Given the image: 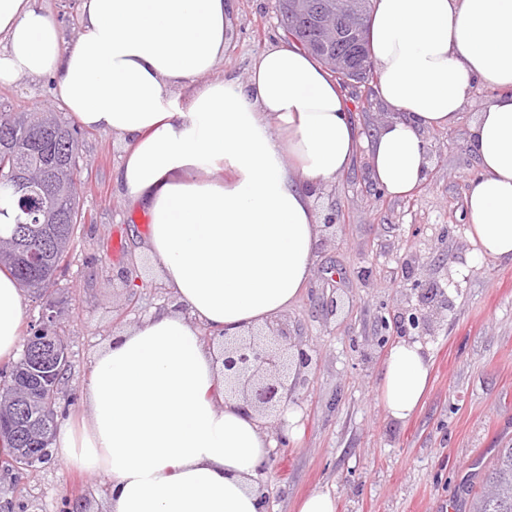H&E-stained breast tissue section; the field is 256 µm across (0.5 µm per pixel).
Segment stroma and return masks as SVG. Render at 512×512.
<instances>
[{
  "instance_id": "stroma-1",
  "label": "stroma",
  "mask_w": 512,
  "mask_h": 512,
  "mask_svg": "<svg viewBox=\"0 0 512 512\" xmlns=\"http://www.w3.org/2000/svg\"><path fill=\"white\" fill-rule=\"evenodd\" d=\"M278 0H233L224 58L213 75L247 83L256 59L284 42ZM377 79L346 90L350 118L364 145L351 166L314 192L317 213L335 208V228L320 233L311 276L284 317L312 356L296 393L302 436L276 451L259 480L268 512H297L315 489L328 491L338 512H468L471 487L498 449L512 446V262L481 260L468 236L465 196L480 172L469 130L495 92L473 82L458 117L425 130L429 169L407 196L387 195L372 179L366 147L394 112L380 98ZM0 105L16 112L52 110L72 116L50 78L0 86ZM78 148L86 161L78 175L85 216L82 243L53 286L67 304L56 318L73 378L57 409L65 426L86 414L82 390L95 357L108 340L174 296L145 251V211L128 205L115 180L125 142L81 128ZM419 268L407 266L409 255ZM131 271L126 286L121 271ZM448 296L447 312L418 342L431 360L423 404L408 422H392L379 402L392 317L415 283ZM336 301L335 311L326 302ZM109 479L68 467L60 458L12 477L0 469V505L13 512H104Z\"/></svg>"
}]
</instances>
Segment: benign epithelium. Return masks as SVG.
Segmentation results:
<instances>
[{
    "label": "benign epithelium",
    "mask_w": 512,
    "mask_h": 512,
    "mask_svg": "<svg viewBox=\"0 0 512 512\" xmlns=\"http://www.w3.org/2000/svg\"><path fill=\"white\" fill-rule=\"evenodd\" d=\"M446 310L448 299L438 301L434 294L422 295L419 304L400 308L392 322L400 336L408 335L411 329L429 335ZM311 361L309 352L293 339L286 320L268 322L224 340V374L233 380L234 394L242 401L240 408L259 417L280 411L293 399Z\"/></svg>",
    "instance_id": "7a95c632"
}]
</instances>
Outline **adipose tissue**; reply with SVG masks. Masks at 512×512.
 <instances>
[{
  "instance_id": "obj_1",
  "label": "adipose tissue",
  "mask_w": 512,
  "mask_h": 512,
  "mask_svg": "<svg viewBox=\"0 0 512 512\" xmlns=\"http://www.w3.org/2000/svg\"><path fill=\"white\" fill-rule=\"evenodd\" d=\"M231 0H82L65 43L38 0H0V85L51 78L83 126L128 148L115 181L150 216L147 253L177 304L114 335L83 389L89 409L54 442L77 470L111 479L107 512H264L258 470L274 443L227 393L214 347L283 313L308 282L320 233L314 186L361 141L339 86L307 52L276 45L246 84L191 87L224 58ZM370 50L396 110L369 144L393 196L426 178L423 130L453 122L472 80L481 169L466 197L478 256L512 261V0H375ZM205 169L209 178H198ZM23 298L0 271V361L14 359ZM417 343L392 346L379 400L407 422L428 388Z\"/></svg>"
}]
</instances>
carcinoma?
<instances>
[{"instance_id":"cac0c4a2","label":"carcinoma","mask_w":512,"mask_h":512,"mask_svg":"<svg viewBox=\"0 0 512 512\" xmlns=\"http://www.w3.org/2000/svg\"><path fill=\"white\" fill-rule=\"evenodd\" d=\"M344 0H278L284 39L319 59L340 88L349 87L336 70V57L346 61L357 80L371 76L367 30L370 0H355L354 16ZM52 161L49 175L22 204L8 173L38 170ZM77 132L53 112H10L0 109V269L35 293L55 283L80 244L82 216L76 194H63L81 169ZM55 333L30 326L19 358L0 379V463L14 470L18 457L38 468L52 458L55 407L68 364L53 361ZM483 490L469 512H512V447L499 450L485 471Z\"/></svg>"}]
</instances>
